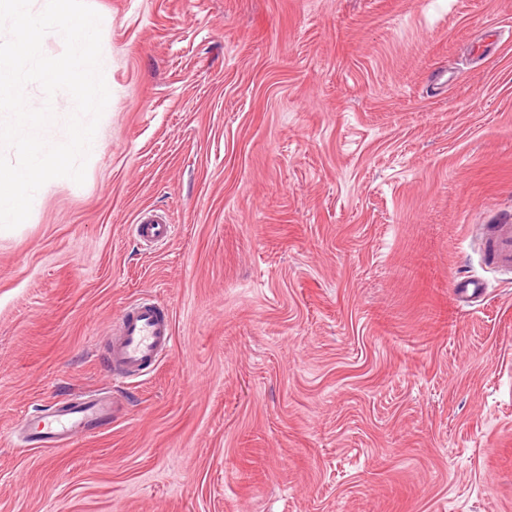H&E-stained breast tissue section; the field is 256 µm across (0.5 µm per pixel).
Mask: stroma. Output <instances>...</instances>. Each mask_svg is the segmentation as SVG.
Returning a JSON list of instances; mask_svg holds the SVG:
<instances>
[{
	"label": "stroma",
	"instance_id": "obj_1",
	"mask_svg": "<svg viewBox=\"0 0 512 512\" xmlns=\"http://www.w3.org/2000/svg\"><path fill=\"white\" fill-rule=\"evenodd\" d=\"M89 2L102 147L0 233V512H512V269L471 237L512 224V0ZM148 295L173 344L112 424L23 450ZM136 224H133L135 234L149 246L167 244L175 234V226L162 222L153 215H137Z\"/></svg>",
	"mask_w": 512,
	"mask_h": 512
}]
</instances>
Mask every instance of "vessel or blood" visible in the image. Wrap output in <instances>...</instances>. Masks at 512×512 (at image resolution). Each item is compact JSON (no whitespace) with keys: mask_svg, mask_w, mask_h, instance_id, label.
Segmentation results:
<instances>
[{"mask_svg":"<svg viewBox=\"0 0 512 512\" xmlns=\"http://www.w3.org/2000/svg\"><path fill=\"white\" fill-rule=\"evenodd\" d=\"M135 234L149 246L167 244L175 234L174 225L153 215H137ZM486 256L491 264L512 267V225L500 224L493 231ZM173 320L157 304L141 301L121 309L112 322V345L108 364L114 384L145 376L172 346ZM117 404L103 393L74 397L46 407L42 423L27 426L24 436L32 449L64 448L83 434H91L111 421Z\"/></svg>","mask_w":512,"mask_h":512,"instance_id":"vessel-or-blood-1","label":"vessel or blood"}]
</instances>
